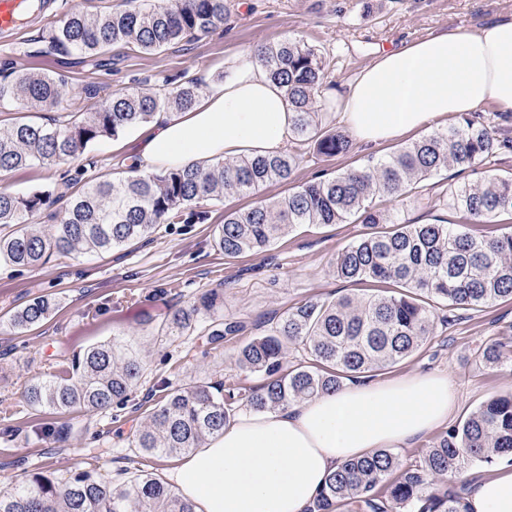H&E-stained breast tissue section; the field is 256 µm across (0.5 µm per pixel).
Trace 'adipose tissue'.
I'll list each match as a JSON object with an SVG mask.
<instances>
[{
	"mask_svg": "<svg viewBox=\"0 0 512 512\" xmlns=\"http://www.w3.org/2000/svg\"><path fill=\"white\" fill-rule=\"evenodd\" d=\"M342 119L365 145L491 105L512 114V19L448 29L381 53L342 98ZM294 113L254 61L187 112L166 114L137 136L141 173L207 165L239 154L275 155ZM458 393L447 376L412 373L365 381L273 411L240 414L163 477L193 512H311L339 467L382 448H409L450 422ZM468 512H512V465L476 481Z\"/></svg>",
	"mask_w": 512,
	"mask_h": 512,
	"instance_id": "1",
	"label": "adipose tissue"
}]
</instances>
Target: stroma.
<instances>
[{
    "label": "stroma",
    "instance_id": "obj_1",
    "mask_svg": "<svg viewBox=\"0 0 512 512\" xmlns=\"http://www.w3.org/2000/svg\"><path fill=\"white\" fill-rule=\"evenodd\" d=\"M507 16H512V0H233L223 24L210 33L151 55L130 47L114 48L108 70L97 67L91 58L71 63L39 54L45 26L33 23L13 41L0 42V71L34 69L63 76L65 111L83 112L93 101L83 92L89 84L98 88L97 98L103 100L129 89L154 91L166 77L180 80L203 74L207 80L202 87L207 90L259 49L283 40L300 41L318 49L327 62L320 114L323 125L342 133L346 127L340 120L338 96L377 52L444 29L472 28ZM440 127L435 121L376 148L353 140L346 152L333 157L308 147L290 179L264 186L259 196L275 199L306 182L363 166ZM136 134L131 128L98 141L65 164L15 171L0 186L28 193L70 178L82 184L111 177L122 158L136 150ZM486 171L512 173V151L489 157L480 171L448 169L382 208L404 224L465 223L464 214L449 208L445 199L451 188L477 181ZM251 203V198L242 196L226 197L218 206L202 202V210L209 213L205 221L163 224L148 238L99 256H55L37 269L0 262V401L19 404L30 380L49 376L70 362L74 352L99 342L115 339L131 345L141 363L140 378L128 401L108 414L0 411V489L19 484L25 472L37 466L64 474L93 459L116 483L139 469L161 473L158 459H141L127 448L128 436L146 420L142 403H157L164 387L193 378L222 382L228 390L260 385L261 376L240 370V345L265 334L283 313L307 300L357 292L356 284L336 277L333 266L337 254L364 233L361 224L302 225L263 252L225 257L214 244L224 212ZM210 288L223 289L224 319L236 323L237 332L225 336L220 345L197 334L169 335L170 310L189 304ZM39 296L54 299L50 317L27 331L10 330L9 315ZM509 323L510 300L460 311L456 322L435 326L419 351L384 375L448 374L459 389L457 417L465 419L490 396L512 393V365L486 367L475 357L478 347L499 339ZM49 420L72 426L62 451L56 453L51 452L50 441L36 434Z\"/></svg>",
    "mask_w": 512,
    "mask_h": 512
}]
</instances>
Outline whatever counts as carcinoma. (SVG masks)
Masks as SVG:
<instances>
[{
    "mask_svg": "<svg viewBox=\"0 0 512 512\" xmlns=\"http://www.w3.org/2000/svg\"><path fill=\"white\" fill-rule=\"evenodd\" d=\"M228 0H125L124 8L89 14L75 10L46 27L39 52L46 55L105 58L110 47L131 45L145 54L198 39L224 23ZM258 62L284 91L294 111L288 150L269 156L219 160L206 167L165 169L141 175L134 167L117 180L94 181L81 191L63 182L62 191L16 194L0 189V260L36 267L52 256L103 254L150 236L161 224L206 219L202 201L228 195H254L263 186L289 179L306 145L331 157L348 148L339 134L320 130L318 93L327 63L310 46L281 41L261 49ZM161 94L121 91L93 112H71L47 124L22 120L0 127V175L50 163H66L88 145L116 137L152 121L166 109L189 111L201 95L194 79L165 80ZM65 80L26 70L0 83V103L51 110L61 105ZM512 148L483 121L465 118L436 130L392 155L358 169L305 183L273 201L259 199L246 210L224 212L215 246L228 258L258 253L303 224L348 221L365 225L359 239L336 257V277L354 284H388L371 294H345L308 300L285 312L270 333L255 337L237 353L239 368L265 376L256 388L224 391L222 382L190 380L165 390L148 414V423L128 437V448L142 457H174L200 448L221 434L234 410L256 413L300 404L343 387L358 374L392 367L413 355L432 335L437 310L441 322L455 321L459 310L512 300V233L478 237L462 224H395L375 204L398 198L449 168L476 169L489 156ZM66 200L57 224L36 218ZM448 205L485 222L512 216V174H488L451 190ZM55 301L36 297L19 307L7 326L28 330L47 320ZM224 294L210 290L175 310L168 329L190 335L204 332L219 344L235 327L224 326ZM297 346L307 361L285 367L288 348ZM488 366L512 360V324L504 339L477 350ZM139 359L110 340L76 355L56 374L31 381L23 404L60 414L103 413L126 401L140 377ZM512 463V394L493 397L462 423L432 443L408 465L382 449L347 462L329 476L310 512H466L457 476L475 464ZM0 512H193L192 505L153 472L141 470L120 484L95 464L61 477L36 468L24 481L0 490Z\"/></svg>",
    "mask_w": 512,
    "mask_h": 512,
    "instance_id": "cac0c4a2",
    "label": "carcinoma"
}]
</instances>
